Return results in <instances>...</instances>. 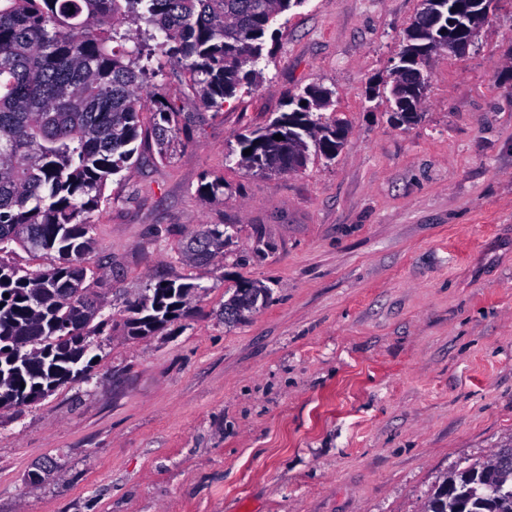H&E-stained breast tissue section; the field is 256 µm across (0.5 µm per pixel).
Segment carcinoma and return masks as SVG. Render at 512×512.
I'll use <instances>...</instances> for the list:
<instances>
[{"label": "carcinoma", "instance_id": "obj_1", "mask_svg": "<svg viewBox=\"0 0 512 512\" xmlns=\"http://www.w3.org/2000/svg\"><path fill=\"white\" fill-rule=\"evenodd\" d=\"M303 2L0 0V410L37 403L85 379L93 363L88 337L107 324L88 261L96 245L91 214L108 181L133 160L139 138L154 140L163 161L193 135L195 113L160 93L151 96V125L142 130L147 62L157 51L177 61L199 102L221 108L256 84L258 63L272 56V24ZM491 2L425 0L397 54L389 111L406 122L418 119L430 56L476 35ZM126 18L144 25L145 39L120 32ZM333 96L310 85L289 98L288 111L237 137L239 162L272 174L298 171L313 154L335 159L346 127L324 113ZM199 192L224 194V178L204 176ZM232 237L223 224H205L183 257L208 264ZM16 246L57 262L31 272L5 259ZM201 290L175 280L148 285L125 301L127 335L152 336L188 317ZM48 347L55 353L50 360L43 356ZM421 512H512V442L486 462L443 476Z\"/></svg>", "mask_w": 512, "mask_h": 512}]
</instances>
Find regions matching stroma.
Listing matches in <instances>:
<instances>
[{"label": "stroma", "mask_w": 512, "mask_h": 512, "mask_svg": "<svg viewBox=\"0 0 512 512\" xmlns=\"http://www.w3.org/2000/svg\"><path fill=\"white\" fill-rule=\"evenodd\" d=\"M420 8L305 0L258 84L216 110L158 56L150 89L199 122L172 159L143 146L107 184L91 263L112 328L85 380L0 412V512H419L512 438V0L468 53L432 57L401 126L366 91ZM312 83L350 125L336 160L238 165L237 135ZM204 224L236 234L200 267L182 246ZM162 276L202 285L191 315L125 336L123 300ZM243 280L270 298L225 325Z\"/></svg>", "instance_id": "35a3bbf8"}]
</instances>
